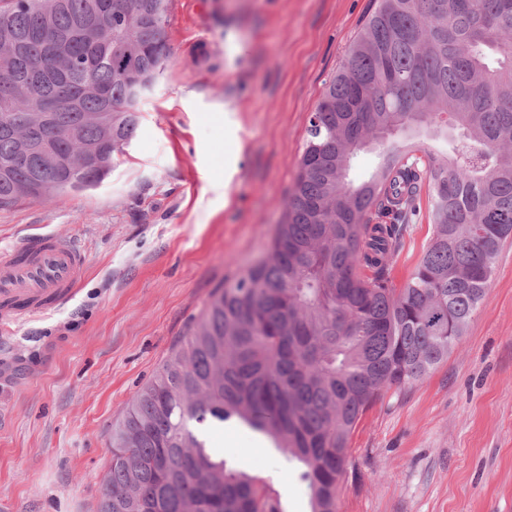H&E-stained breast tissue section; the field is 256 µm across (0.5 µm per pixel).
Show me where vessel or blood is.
<instances>
[{
    "label": "vessel or blood",
    "instance_id": "vessel-or-blood-1",
    "mask_svg": "<svg viewBox=\"0 0 512 512\" xmlns=\"http://www.w3.org/2000/svg\"><path fill=\"white\" fill-rule=\"evenodd\" d=\"M85 251L55 235H31L0 255V322L50 308L72 295L86 275Z\"/></svg>",
    "mask_w": 512,
    "mask_h": 512
}]
</instances>
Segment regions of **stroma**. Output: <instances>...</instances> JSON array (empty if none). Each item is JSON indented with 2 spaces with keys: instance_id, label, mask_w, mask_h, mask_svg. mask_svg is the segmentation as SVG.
<instances>
[{
  "instance_id": "35a3bbf8",
  "label": "stroma",
  "mask_w": 512,
  "mask_h": 512,
  "mask_svg": "<svg viewBox=\"0 0 512 512\" xmlns=\"http://www.w3.org/2000/svg\"><path fill=\"white\" fill-rule=\"evenodd\" d=\"M376 0H173L169 59L135 139L95 188L0 208V252L82 245L73 298L0 327V512H99L112 426L217 288L264 254L308 119ZM389 267L432 233L420 197ZM216 448L308 512L296 465L228 424ZM338 512H512V239L447 361L395 386L350 442Z\"/></svg>"
}]
</instances>
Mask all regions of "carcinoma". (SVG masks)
Segmentation results:
<instances>
[{
	"label": "carcinoma",
	"mask_w": 512,
	"mask_h": 512,
	"mask_svg": "<svg viewBox=\"0 0 512 512\" xmlns=\"http://www.w3.org/2000/svg\"><path fill=\"white\" fill-rule=\"evenodd\" d=\"M172 0H0V208L101 183L169 58ZM380 161L348 179L360 145ZM427 189L433 235L390 262ZM386 219L369 223L370 214ZM512 238V0H377L309 118L267 251L214 293L112 428L99 512H285L211 448L236 421L336 512L349 443L448 359Z\"/></svg>",
	"instance_id": "1"
}]
</instances>
